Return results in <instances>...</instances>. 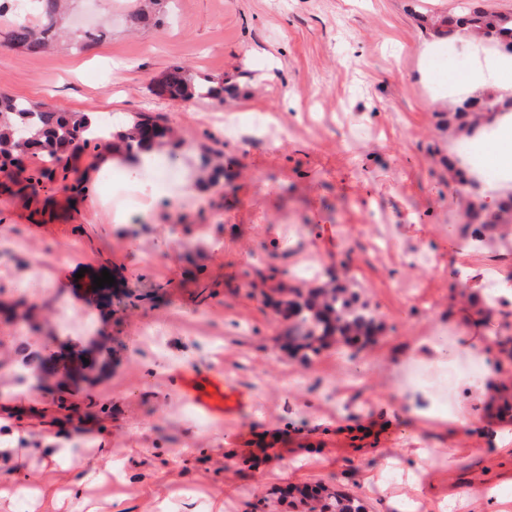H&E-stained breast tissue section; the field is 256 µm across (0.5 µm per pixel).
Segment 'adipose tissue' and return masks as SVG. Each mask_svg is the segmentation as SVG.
Here are the masks:
<instances>
[{"label":"adipose tissue","mask_w":512,"mask_h":512,"mask_svg":"<svg viewBox=\"0 0 512 512\" xmlns=\"http://www.w3.org/2000/svg\"><path fill=\"white\" fill-rule=\"evenodd\" d=\"M472 65L463 83H449L448 96L467 97L476 89L512 87V54H488L483 43L471 42ZM472 152L469 174L477 181L474 202L486 208L512 193V111L492 115L483 126L467 137ZM393 390L400 400V417L404 422L431 419L446 427L449 438L456 439L481 429L494 447L507 446L508 441L498 427L499 420L484 402L458 409L450 414L438 413L441 400L456 402L462 390L486 393L500 387L503 368L491 348L469 337H432L415 342L410 353L390 364ZM404 449H395L383 458L381 482L405 481L410 496L393 500L395 512H418L428 497L421 473L404 468Z\"/></svg>","instance_id":"adipose-tissue-1"}]
</instances>
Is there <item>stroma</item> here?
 <instances>
[{
    "label": "stroma",
    "instance_id": "stroma-1",
    "mask_svg": "<svg viewBox=\"0 0 512 512\" xmlns=\"http://www.w3.org/2000/svg\"><path fill=\"white\" fill-rule=\"evenodd\" d=\"M471 3L512 16V0H158L156 18L130 30L141 0H70L61 28L103 19L88 52L15 45L14 12L0 14V93L59 112L160 115L186 134V163L224 153L230 182L183 187L175 204L145 195L149 221L128 225L112 205L121 163L86 195H14L0 189V440L24 456L1 484L89 498L97 512H283L278 489L334 480L368 512H394L404 489L366 488L384 454L437 449L429 494L479 495L512 475V446L495 453L469 435L448 459L438 425H405L384 368L403 347L461 321L484 269L512 278V223H465L447 160L461 144L437 98L468 74L467 48L449 51L436 20ZM438 43L442 82L416 78L419 53ZM224 84L223 100L176 101L159 81L173 67ZM312 265L355 284L382 325L377 342L309 359L280 347L282 324L253 290L258 272ZM470 268L459 288L458 267ZM111 270L119 293L91 301L80 269ZM35 273L28 294L14 282ZM72 311L31 330L26 306ZM92 328H85V320ZM109 343L90 385L37 391L18 384V347L34 335ZM224 374L246 396L220 417L188 399L189 373ZM54 444L34 450L45 433ZM119 464L101 482L61 451Z\"/></svg>",
    "mask_w": 512,
    "mask_h": 512
}]
</instances>
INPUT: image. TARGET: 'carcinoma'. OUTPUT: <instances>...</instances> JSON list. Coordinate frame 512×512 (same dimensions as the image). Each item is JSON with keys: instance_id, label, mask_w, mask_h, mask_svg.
I'll use <instances>...</instances> for the list:
<instances>
[{"instance_id": "obj_1", "label": "carcinoma", "mask_w": 512, "mask_h": 512, "mask_svg": "<svg viewBox=\"0 0 512 512\" xmlns=\"http://www.w3.org/2000/svg\"><path fill=\"white\" fill-rule=\"evenodd\" d=\"M39 20L20 22L9 32L10 40L30 52H41L60 38L55 17L63 0H35ZM485 27L492 45L512 46V17L470 10L464 15L440 21V35L449 39L462 33V26ZM159 93L183 101L199 97L224 98V87L201 82L189 70L176 66L160 82ZM487 112L512 111V96L479 98ZM184 138L168 120L146 114L134 116L127 124L111 131L88 127L83 114L55 112L39 105L0 95V172L21 193L44 184H59L63 191L81 193L83 178L71 163L86 154L112 149L123 164L132 165L144 153H162L176 160ZM226 175L224 165L204 152L192 171L194 183L206 189L219 184ZM266 306L272 308L286 325L283 347L293 354H318L334 346L360 351L377 341L381 324L373 316L367 301L349 286L329 275L318 286H288L279 281L271 292L262 293ZM289 505L303 512H366L363 501L355 495L317 482L288 491Z\"/></svg>"}]
</instances>
